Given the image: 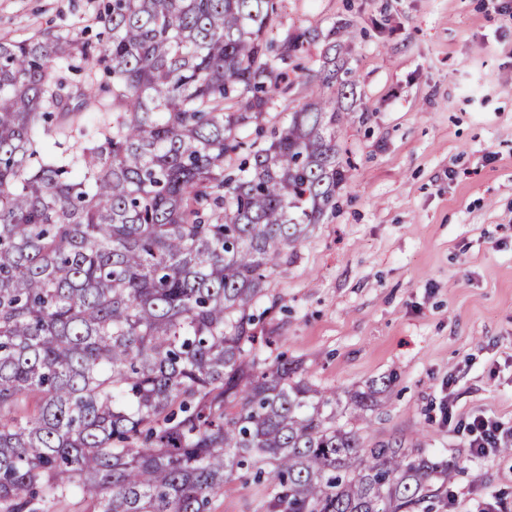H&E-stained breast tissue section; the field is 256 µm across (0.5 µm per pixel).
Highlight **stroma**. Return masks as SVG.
Returning <instances> with one entry per match:
<instances>
[{"label": "stroma", "instance_id": "obj_1", "mask_svg": "<svg viewBox=\"0 0 512 512\" xmlns=\"http://www.w3.org/2000/svg\"><path fill=\"white\" fill-rule=\"evenodd\" d=\"M104 0H0V40L46 30L94 36ZM352 25L356 76L336 133L349 171L270 288L282 306L258 326L344 394L392 380L365 447L420 440L463 461L422 512H512V455L472 457L457 420L512 427V0H280L272 33L314 32L296 63L319 69L323 33ZM279 92L265 132L307 101ZM267 486L235 475L215 512H263Z\"/></svg>", "mask_w": 512, "mask_h": 512}]
</instances>
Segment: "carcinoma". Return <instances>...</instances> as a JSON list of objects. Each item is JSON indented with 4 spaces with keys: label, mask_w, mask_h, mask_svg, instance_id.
Returning <instances> with one entry per match:
<instances>
[{
    "label": "carcinoma",
    "mask_w": 512,
    "mask_h": 512,
    "mask_svg": "<svg viewBox=\"0 0 512 512\" xmlns=\"http://www.w3.org/2000/svg\"><path fill=\"white\" fill-rule=\"evenodd\" d=\"M276 13L112 0L102 46L0 43V512H214L244 468L263 512H413L459 467L364 447L389 381L341 398L256 335L270 277L347 180L335 68L245 141L311 38L269 55ZM350 28L324 35L334 53Z\"/></svg>",
    "instance_id": "carcinoma-1"
}]
</instances>
